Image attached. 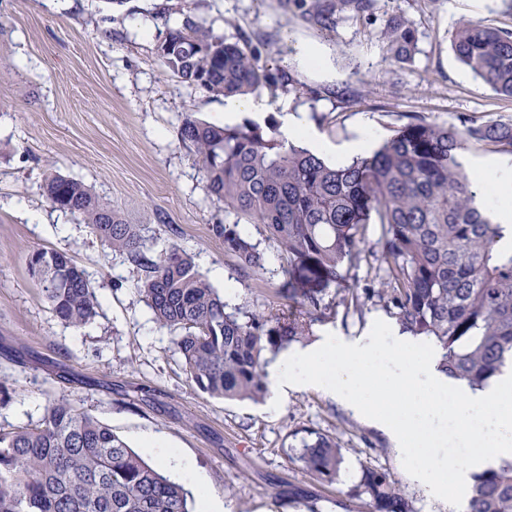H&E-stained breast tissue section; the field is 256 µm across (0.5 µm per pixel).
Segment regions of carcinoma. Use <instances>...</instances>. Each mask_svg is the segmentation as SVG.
Returning a JSON list of instances; mask_svg holds the SVG:
<instances>
[{"label":"carcinoma","instance_id":"obj_1","mask_svg":"<svg viewBox=\"0 0 512 512\" xmlns=\"http://www.w3.org/2000/svg\"><path fill=\"white\" fill-rule=\"evenodd\" d=\"M372 0H312L323 28L336 13H367ZM384 37L397 60L412 58L414 32L401 19ZM178 43L162 65L182 82L225 98L262 87L291 91L292 76L259 64L247 41L229 42L192 15L168 31ZM457 59L495 93L512 99V30L467 20L453 33ZM181 141L193 146L208 191L233 222L216 225L224 252L240 267H263L259 243L241 221L263 225L285 255V287L299 306L281 320L264 312L228 310L191 256L172 243L155 251L138 224H126L110 202L81 182L56 176L43 186L59 210L81 215L99 239L136 269L135 290L154 321L180 332L176 340L188 379L224 399L259 400L266 393L262 355L323 320L324 296L346 282L368 224L382 228L391 302L402 331L431 336L444 350L448 375L481 387L512 358L511 224L494 222L477 198L487 187L459 161L474 144L512 154V123L467 119L445 126L419 116L377 149L332 166L303 147H285L259 124L224 127L186 121ZM53 313L81 328L99 302L84 269L66 253L38 250L28 259ZM299 460L319 481H336V441L322 433L302 443ZM355 497L368 512H415L391 475L362 471ZM194 499L147 462L107 424L68 399L46 408L35 426L0 429V512H193ZM468 512H512V461L475 475Z\"/></svg>","mask_w":512,"mask_h":512}]
</instances>
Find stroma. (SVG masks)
Returning a JSON list of instances; mask_svg holds the SVG:
<instances>
[{
    "label": "stroma",
    "mask_w": 512,
    "mask_h": 512,
    "mask_svg": "<svg viewBox=\"0 0 512 512\" xmlns=\"http://www.w3.org/2000/svg\"><path fill=\"white\" fill-rule=\"evenodd\" d=\"M205 20L233 42L246 38L271 70L305 88L284 94L263 88V128L278 129L280 101L305 110L324 140L340 144L362 126L386 140L409 115L440 125L460 117L512 120V100L492 92L456 60L451 36L462 21L512 28L501 0H374L368 15L342 14L335 27L309 20L298 0H0V427L35 425L47 405L69 398L110 425L133 449L143 436L163 439L205 478L222 512H307L288 501L301 490L318 512H367L351 496L361 471L389 472L416 512H448L415 478L430 460L448 456V429L417 422L406 386L367 378L365 396L381 395L397 432L391 437L318 388L268 401H230L193 386L176 350V332L159 327L133 288L136 272L104 245L81 216L54 208L43 193L59 174L108 199L125 223L139 224L155 249L175 243L218 292L234 288L230 308L288 316L280 288L285 259L263 225L243 230L265 256L263 270L243 272L215 231L229 214L209 194L199 159L182 143L186 117L219 124L223 98L165 71L158 46L184 16ZM404 19L417 51L392 58L383 33ZM321 47L327 68L313 71L299 45ZM356 93L343 107L337 92ZM380 227L367 225L346 287L362 300L343 302L330 288L326 319L298 339H347L394 322L381 261ZM38 249L66 252L86 270L99 314L76 329L50 309L28 258ZM335 438L342 463L334 483L312 478L299 459L310 433Z\"/></svg>",
    "instance_id": "obj_1"
}]
</instances>
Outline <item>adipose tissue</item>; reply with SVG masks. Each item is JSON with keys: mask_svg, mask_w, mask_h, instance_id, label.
<instances>
[{"mask_svg": "<svg viewBox=\"0 0 512 512\" xmlns=\"http://www.w3.org/2000/svg\"><path fill=\"white\" fill-rule=\"evenodd\" d=\"M280 138L287 145H302L310 150L334 155L344 162L353 154L369 152L375 134L371 129L359 131L356 137L336 147L319 138L303 114L281 102ZM484 184L493 188L483 199L499 223L512 222V168L492 165L481 172ZM402 337H395L389 348H382L378 336L369 334L353 340L321 337L316 343L293 350L289 355L270 364L266 377L272 403H279L288 390L315 386L334 399L340 400L353 412L366 414L380 429H388L387 418L380 408V399L365 400L361 394L363 368H371L377 378L407 383L412 393L433 395L427 412L433 420L453 426V435L466 442L472 437L471 420H481L486 428L482 449L467 460L453 463L457 494H464L475 473L498 467L512 458V366L504 367L484 389L474 390L463 383L452 384L441 366L442 350L436 344L423 342V358L415 362L401 355ZM159 466L174 470L186 485L203 484L200 473L176 449L160 439L149 437L143 442Z\"/></svg>", "mask_w": 512, "mask_h": 512, "instance_id": "obj_1", "label": "adipose tissue"}]
</instances>
